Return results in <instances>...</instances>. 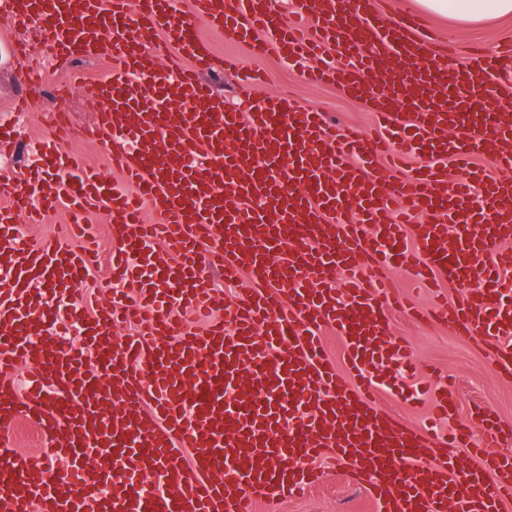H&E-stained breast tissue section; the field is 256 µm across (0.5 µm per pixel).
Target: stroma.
<instances>
[{
  "label": "stroma",
  "instance_id": "35a3bbf8",
  "mask_svg": "<svg viewBox=\"0 0 512 512\" xmlns=\"http://www.w3.org/2000/svg\"><path fill=\"white\" fill-rule=\"evenodd\" d=\"M428 24L437 30L442 40L454 44L459 53L447 60L448 66L460 65L462 51L480 45L496 48L501 42L512 40V15L492 18L478 23H462L428 17ZM198 33L209 40L215 49L238 56L244 69L260 72L264 81L255 91L256 96L273 94L281 84L291 85L296 102L307 109L324 112L327 119L338 125L370 128L374 125L368 97L349 99L332 85H314L303 81L298 69L287 67L277 56H252L248 47L212 30L205 22H198ZM19 29L8 20H0V114H10L15 96L21 91L40 88L31 112L16 116L22 138L36 140L46 131L53 113L65 110L74 123L87 124L98 109L97 102L84 92H73L66 100L52 98L47 89L52 84L67 81L66 72L46 67L42 73L26 75L11 58L8 44L18 37ZM90 220L95 227L100 260L91 268L84 285L88 308L107 303L108 298L97 290L108 273L107 259L114 247L107 216L97 212ZM390 333L407 340L413 354L415 372L404 369L401 361L392 366L378 367L381 378L377 401L380 406L406 424L417 425L427 416V394L435 382L454 377L458 386V421L479 431L480 421L472 412L475 402L488 404L506 423H512V383L501 380L487 365L486 353L478 338L454 335L440 325H418L406 319L394 318ZM322 483L302 498L265 500L257 512H376L370 494L353 485L337 463L323 461Z\"/></svg>",
  "mask_w": 512,
  "mask_h": 512
}]
</instances>
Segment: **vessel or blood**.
<instances>
[{"label":"vessel or blood","mask_w":512,"mask_h":512,"mask_svg":"<svg viewBox=\"0 0 512 512\" xmlns=\"http://www.w3.org/2000/svg\"><path fill=\"white\" fill-rule=\"evenodd\" d=\"M191 3L0 0V17L36 24L49 50L17 39L14 55L34 72L70 69L63 93L99 101L89 124L64 115L50 125L29 178L0 173V512H256L316 486L326 453L377 512H505L512 426L486 407L477 439L464 425H404L378 410L374 371L407 351L389 333L399 311L480 337L493 372L512 380V118L497 110L512 98V41L448 68L450 43L376 0H293L290 24L266 0ZM198 19L258 57L320 58L303 79L350 97L375 74L379 134L331 126L285 93L246 113L225 107L201 76L239 62L197 34ZM335 47L348 64L337 65ZM85 58L108 62L106 74L86 78L75 67ZM84 141L107 146L129 190L83 164L74 146ZM486 148L492 174L474 163ZM412 153L423 158L412 175L381 177L383 155L396 168ZM451 162L462 172L454 181ZM57 209L72 237L88 235L92 210L120 225L110 272L131 287L120 304L85 311L92 258L69 240L23 246L20 218L36 224ZM159 241L178 262L157 253ZM392 264L419 287L443 278L464 291L416 308L378 279ZM217 271L236 286L233 304L209 285ZM45 285L68 300L83 349L60 340ZM182 308L202 329L183 326ZM118 319L138 326L121 346L108 331ZM325 327L342 337L345 367L325 353ZM27 361L36 373L22 383ZM455 408L448 382L432 411L448 420ZM22 418L66 462L63 479L15 447ZM460 447L475 460L462 481ZM150 474L164 492L147 486Z\"/></svg>","instance_id":"obj_1"}]
</instances>
